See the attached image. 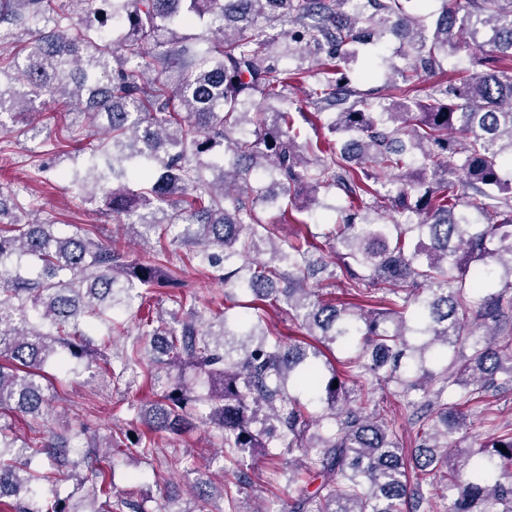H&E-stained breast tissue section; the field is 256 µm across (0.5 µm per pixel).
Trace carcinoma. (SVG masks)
Segmentation results:
<instances>
[{"mask_svg": "<svg viewBox=\"0 0 512 512\" xmlns=\"http://www.w3.org/2000/svg\"><path fill=\"white\" fill-rule=\"evenodd\" d=\"M102 2L110 10L93 29L74 23L93 0L56 10L0 0V25L45 22L24 64L9 62L18 73L9 81L24 90L0 88V112L35 140L50 132L29 111L33 98L75 101L73 120L107 139L85 172L61 176L92 199L103 194L144 244L177 229L170 244L188 247V263L223 270L224 301L199 308L174 293L169 318L138 319V335L157 344L151 363L168 376L146 410L151 431L180 433L203 402L198 422L220 434L227 459L277 437L288 484L319 481L299 488L288 512H419L436 498L444 512H512V428L462 447L491 410L489 394L512 389V340L492 333L512 320V73L492 59L512 55V0H442L438 13L429 0H362L357 10L349 0ZM111 20L126 27L118 41L103 35ZM197 20L208 26L205 48L174 30ZM283 22L294 29L273 32ZM282 36L286 51L320 64L295 109L288 90L306 71L278 69L264 52ZM391 37L403 68L384 54ZM368 45L364 77L382 70L385 94L355 84L351 63ZM450 54L486 69L420 88ZM303 125L327 134L301 143ZM332 189L343 204L326 232L280 239L281 225L307 223ZM277 199L285 205L270 221L265 205ZM95 231L56 232L0 190V500L15 498V512H144L112 501V454L100 449L122 447L121 434L35 430L19 444L8 420L49 418L45 367L91 368L94 322L109 321L106 350L122 314L176 281L166 247L128 260ZM320 273L346 300L310 286ZM230 305L245 314L227 319ZM268 306L304 333L269 332ZM336 348L347 353L338 362ZM137 368L152 382L137 349L103 372L118 381ZM375 382L394 385L419 425L413 453L369 409ZM42 455L46 469L33 466ZM57 474L90 483L87 494L41 499Z\"/></svg>", "mask_w": 512, "mask_h": 512, "instance_id": "1", "label": "carcinoma"}]
</instances>
